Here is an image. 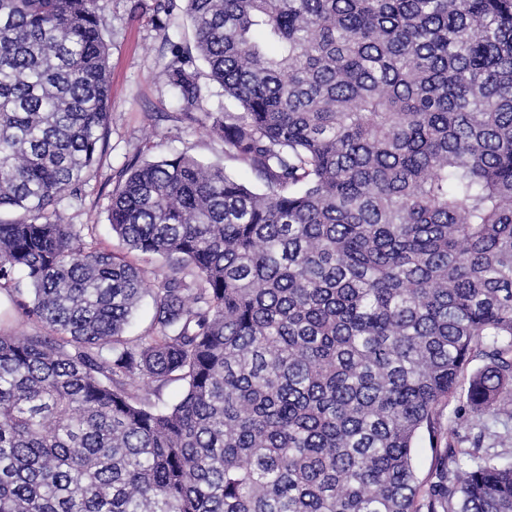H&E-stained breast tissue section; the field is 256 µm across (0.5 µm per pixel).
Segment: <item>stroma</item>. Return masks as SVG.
<instances>
[{
  "label": "stroma",
  "mask_w": 512,
  "mask_h": 512,
  "mask_svg": "<svg viewBox=\"0 0 512 512\" xmlns=\"http://www.w3.org/2000/svg\"><path fill=\"white\" fill-rule=\"evenodd\" d=\"M109 0L108 30L112 121L105 150L81 184L78 202L62 206L66 220L74 224H94L103 248L126 255L123 243L113 236L108 209L114 182L112 176L133 155L157 160L188 153L204 163L228 167L239 179L249 172L228 163L222 141L207 136L198 126L176 121V102L159 75L165 38L185 40L191 31L182 12H174L168 29L152 21L153 0Z\"/></svg>",
  "instance_id": "35a3bbf8"
}]
</instances>
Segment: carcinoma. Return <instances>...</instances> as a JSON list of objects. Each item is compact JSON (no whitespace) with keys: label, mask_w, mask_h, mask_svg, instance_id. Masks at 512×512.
<instances>
[{"label":"carcinoma","mask_w":512,"mask_h":512,"mask_svg":"<svg viewBox=\"0 0 512 512\" xmlns=\"http://www.w3.org/2000/svg\"><path fill=\"white\" fill-rule=\"evenodd\" d=\"M179 1L178 120L255 183L127 164L108 220L149 272L60 212L109 134L108 0H0V291L32 326L0 322V512H512L483 446L512 414V0L153 20ZM460 392L483 435L424 486L414 445Z\"/></svg>","instance_id":"1"}]
</instances>
